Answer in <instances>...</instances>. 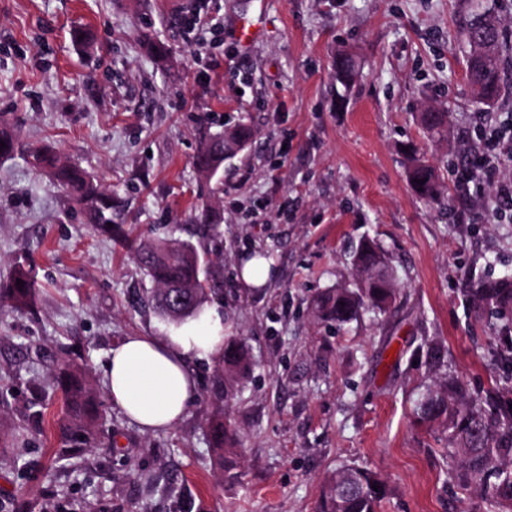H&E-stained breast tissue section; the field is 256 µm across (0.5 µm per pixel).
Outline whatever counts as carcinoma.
<instances>
[{"mask_svg": "<svg viewBox=\"0 0 512 512\" xmlns=\"http://www.w3.org/2000/svg\"><path fill=\"white\" fill-rule=\"evenodd\" d=\"M494 19L493 7L472 5L462 26V36L469 47L466 66L472 103L480 112L494 105L503 84L500 49L506 36L501 28L489 27V21ZM351 61L353 58L347 53L336 54L333 61L336 83L345 92L354 79V70L349 68ZM422 121L429 132L440 135L447 125L448 113L426 112ZM253 136L252 129L241 124L228 133L210 136L203 144L194 158V166L214 181L211 196L218 197L224 192V184L217 175L224 166L225 151L234 144L249 143ZM0 141L6 144L0 149V158L12 156L17 141L10 127H0ZM30 157L33 167L48 172L90 223L101 233L112 235L108 223L117 208V194L108 192L78 165L61 161L49 147L33 150ZM408 176L421 199L438 202L444 198L433 165L413 156ZM192 219L199 224L202 240L221 237V216L210 202L202 203ZM137 261L151 283L148 301L167 323L179 325L196 317L210 299L202 288L213 265L209 252L201 253L191 243L161 238L141 245ZM351 262L356 271L352 284L322 293L313 300L316 316L338 330L358 320L366 310L388 313L399 298L394 271L378 246L365 240L359 242L352 251ZM19 279L23 281L21 286L16 284ZM34 284L33 270L17 268L9 286L0 289V302L15 310L22 309L32 297ZM467 292L479 313H512V275L472 279ZM248 370L249 359L243 345L234 336L224 337V356L216 362L212 375L215 401L230 399L234 384ZM57 383L64 399L65 438L84 444L102 419L99 395L86 372L69 363L62 364ZM415 411L420 422L441 427L448 441V459L461 457V485L493 474L498 480L499 494L512 501V408L502 400L499 387L469 394L457 379L448 377L426 390ZM235 433V425L224 418L221 407H216L208 420V442L230 479L235 477L237 461L227 445L234 440ZM388 493L387 484L372 471L345 465L329 476L319 512H377Z\"/></svg>", "mask_w": 512, "mask_h": 512, "instance_id": "1", "label": "carcinoma"}]
</instances>
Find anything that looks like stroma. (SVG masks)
I'll return each mask as SVG.
<instances>
[{
  "label": "stroma",
  "mask_w": 512,
  "mask_h": 512,
  "mask_svg": "<svg viewBox=\"0 0 512 512\" xmlns=\"http://www.w3.org/2000/svg\"><path fill=\"white\" fill-rule=\"evenodd\" d=\"M465 11L464 0H0V119L19 137L0 158V288L20 266L38 288L31 308L0 313V512H318L344 465L388 482L379 512H512L494 476L460 486L440 429L413 415L446 373L486 390L506 352L464 288L512 269V222L493 215L496 184L476 189L462 172L485 150L483 127L512 114V46L504 93L476 111ZM246 14L259 36L243 44ZM76 25L94 30L92 46L72 40ZM341 50L359 61L342 103ZM429 108L447 112L445 136L423 126ZM240 123L255 136L224 163L223 258L210 279L251 362L224 407L237 429L235 479L208 447L207 363L194 365L197 393L172 430L141 432L110 405L91 446L73 447L60 432L61 363L100 391L112 347L162 331L140 301L149 282L136 252L159 236L198 243L190 216L210 184L193 160ZM39 145L117 189L112 236L29 165ZM413 154L437 167L455 203L416 195ZM364 239L388 255L398 306L339 330L312 300L351 282L347 248ZM260 251L275 275L245 287L238 259ZM430 343L446 350L447 369L422 353Z\"/></svg>",
  "instance_id": "stroma-1"
}]
</instances>
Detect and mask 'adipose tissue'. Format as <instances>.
<instances>
[{"mask_svg":"<svg viewBox=\"0 0 512 512\" xmlns=\"http://www.w3.org/2000/svg\"><path fill=\"white\" fill-rule=\"evenodd\" d=\"M223 350L224 313L216 305L167 335L125 337L107 362V395L142 432L170 430L182 421L196 392L191 363L212 362Z\"/></svg>","mask_w":512,"mask_h":512,"instance_id":"adipose-tissue-1","label":"adipose tissue"}]
</instances>
